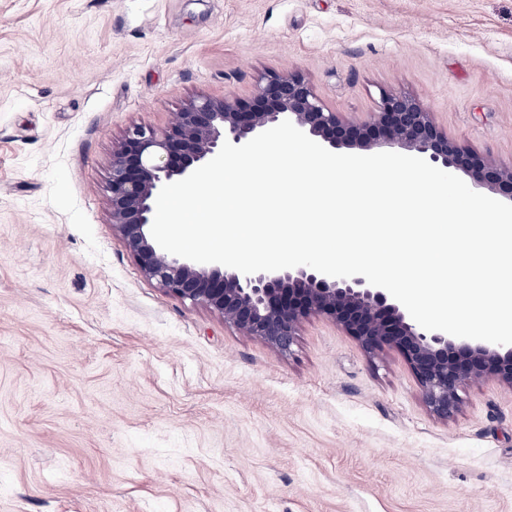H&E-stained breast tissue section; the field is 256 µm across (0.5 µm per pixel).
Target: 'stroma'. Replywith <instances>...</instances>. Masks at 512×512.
<instances>
[{"label":"stroma","instance_id":"1","mask_svg":"<svg viewBox=\"0 0 512 512\" xmlns=\"http://www.w3.org/2000/svg\"><path fill=\"white\" fill-rule=\"evenodd\" d=\"M295 72L512 167V0H0V512H512V386L433 415L329 318L290 352L145 279L112 147Z\"/></svg>","mask_w":512,"mask_h":512}]
</instances>
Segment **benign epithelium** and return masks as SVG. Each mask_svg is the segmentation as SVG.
Returning <instances> with one entry per match:
<instances>
[{
  "label": "benign epithelium",
  "mask_w": 512,
  "mask_h": 512,
  "mask_svg": "<svg viewBox=\"0 0 512 512\" xmlns=\"http://www.w3.org/2000/svg\"><path fill=\"white\" fill-rule=\"evenodd\" d=\"M284 120L327 149L361 155L400 149L439 169L461 172L475 186L512 202V168H501L448 138L416 100L383 92L366 120L349 122L325 109L302 75H266L258 78L248 99H190L164 132L135 125L112 149L110 220L143 277L279 351L291 349L300 324L312 315L333 320L371 356L394 348L409 365L426 405L440 418L458 410L461 392L474 380L491 378L512 386V348L503 352L427 331L363 276L335 278L307 266L245 275L159 247L151 225L160 189L210 161L224 141L242 145Z\"/></svg>",
  "instance_id": "7a95c632"
}]
</instances>
